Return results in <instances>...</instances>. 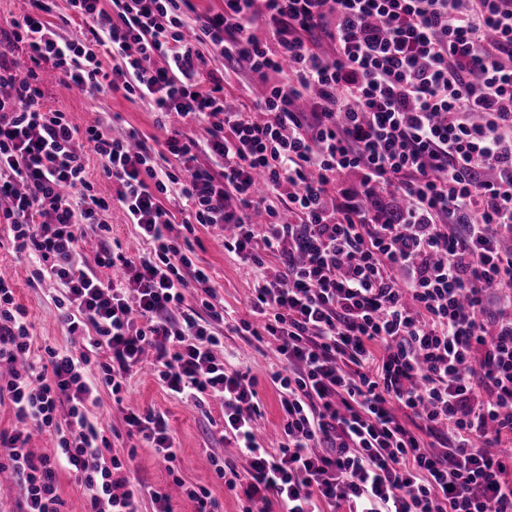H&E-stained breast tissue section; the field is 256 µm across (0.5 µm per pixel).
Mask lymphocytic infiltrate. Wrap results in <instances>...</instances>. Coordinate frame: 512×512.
Returning <instances> with one entry per match:
<instances>
[{
    "instance_id": "f902f5d3",
    "label": "lymphocytic infiltrate",
    "mask_w": 512,
    "mask_h": 512,
    "mask_svg": "<svg viewBox=\"0 0 512 512\" xmlns=\"http://www.w3.org/2000/svg\"><path fill=\"white\" fill-rule=\"evenodd\" d=\"M28 0L0 54V222L54 298L80 353L34 351L25 309L0 278V473L23 489L20 512H61L58 476L83 488L86 512H155L92 415L99 386L126 390L147 350L167 394L224 406V431L246 460L219 470L246 512H512V0ZM79 21L81 30L62 36ZM269 32L257 38L255 28ZM334 57L318 49V36ZM118 58L104 70L99 52ZM255 75L264 120L224 99L228 67ZM88 94L123 92L205 127L162 148L137 131L72 124L44 109V72ZM115 192L98 193L84 148ZM178 161L172 171L170 161ZM495 167L488 175L487 167ZM383 184L406 206L394 224L362 200L327 207L342 175ZM289 185L282 205L270 203ZM188 205L174 221L162 199ZM120 207L149 252L87 258L88 225ZM233 226L224 248L259 271L252 306L283 367L271 375L285 414L277 452L261 448L256 381L227 370L224 320L184 234ZM274 264H267V257ZM114 268L105 280L100 269ZM201 287L195 303L188 288ZM198 512L208 489L184 483L164 413L128 412ZM49 434L52 452L31 448Z\"/></svg>"
}]
</instances>
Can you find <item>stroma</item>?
<instances>
[{"label": "stroma", "instance_id": "stroma-1", "mask_svg": "<svg viewBox=\"0 0 512 512\" xmlns=\"http://www.w3.org/2000/svg\"><path fill=\"white\" fill-rule=\"evenodd\" d=\"M46 108L67 112L78 127H86L96 120L112 126L114 136H121L129 129H136L147 142L164 141L175 130L182 129L180 117L170 115L165 122H158L150 105L138 99H128L123 94L106 92L97 95L72 90L61 91L57 82L44 85ZM108 220L112 231L101 236L94 227L87 228L81 242L88 256H95L101 241H108L113 252L134 255L146 251L147 245L138 236L133 225L124 223L119 213H111ZM12 233L9 225L0 223V278L7 279L14 289V296L28 313L36 346L51 345L73 351L81 350L84 339L70 335L61 320L52 298L60 289L52 280H36L34 266L22 254L12 251L8 240ZM194 264L203 268L216 292L215 305L224 307L230 317L217 330L224 336V346L216 356L226 368L254 376L256 391L263 416L259 436L264 448L277 451L283 438V410L278 390L270 378L281 363L271 347L259 341L250 332L241 330V320H253L249 300L255 285L254 274L248 273L235 253L224 248V231L220 228L197 227ZM151 362H144L143 369L131 380V387L121 399H114L110 389L99 391L96 413L104 435L112 444L114 454L126 453L136 448L137 455L131 464V476L151 487L167 488L172 496L174 512H196L197 505L183 496L174 486L165 465L141 438H128L124 422V408L132 405L143 410L166 413L170 433L180 450L184 468L181 472L186 482L207 488L223 506V512H244V498L230 494L219 479L216 464L243 467L244 458L234 445L224 439L222 424L224 407L213 401L206 409L169 396L151 374Z\"/></svg>", "mask_w": 512, "mask_h": 512}]
</instances>
